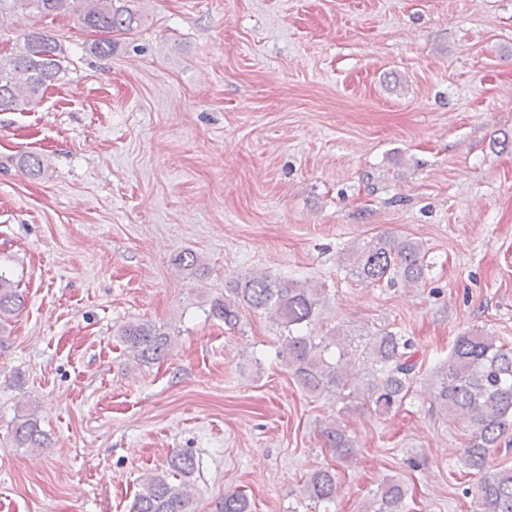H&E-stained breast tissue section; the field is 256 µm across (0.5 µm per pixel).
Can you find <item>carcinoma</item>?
Listing matches in <instances>:
<instances>
[{"mask_svg": "<svg viewBox=\"0 0 512 512\" xmlns=\"http://www.w3.org/2000/svg\"><path fill=\"white\" fill-rule=\"evenodd\" d=\"M29 9L44 16H73L81 29L93 36L90 50L103 56L114 50L118 37L133 33L141 22L131 0H0V15L6 10ZM66 57L64 46L44 31L25 33L10 53L0 54V109L37 105L40 93L60 80ZM18 163L31 177L44 170V159L34 153L21 155ZM426 257L422 242L386 235H377L347 251L350 271L369 285L399 280L419 286L428 270ZM324 301V289L312 283L249 272L224 296L211 300L209 314L233 327L244 307L267 313L288 332L278 355L298 384L311 393L334 392L344 400L359 399L380 416L401 406L420 373L411 338L388 329L369 335L364 350L371 357V366L361 374L340 337L317 336L310 330ZM23 306L18 286L0 269V333ZM119 336L141 365L160 359L173 345L169 333L149 322L128 324L120 329ZM332 346L338 349V356L330 361L326 353ZM435 400L468 428L460 464L477 476V481L465 489V495L472 498V512H512V468L490 464L493 452L512 436V344L477 330L457 337L448 368L438 379ZM320 434L337 458L352 454L354 441L337 420L324 423ZM13 441L18 448L48 447V438L32 413L17 423ZM198 470L193 453L171 454L165 467L142 479L134 512H196L193 489ZM304 493L317 504L333 501L336 471L329 467L314 470L304 484ZM407 495L405 485L392 479L373 495L365 512H405ZM215 512H252V505L245 493L228 491Z\"/></svg>", "mask_w": 512, "mask_h": 512, "instance_id": "carcinoma-1", "label": "carcinoma"}]
</instances>
